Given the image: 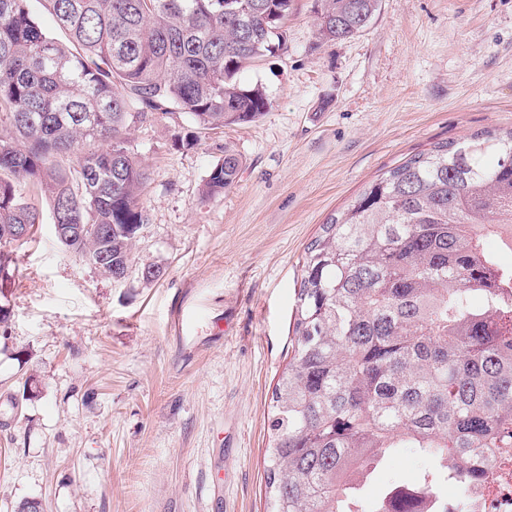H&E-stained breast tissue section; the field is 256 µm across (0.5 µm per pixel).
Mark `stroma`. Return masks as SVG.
I'll return each instance as SVG.
<instances>
[{
  "instance_id": "obj_1",
  "label": "stroma",
  "mask_w": 512,
  "mask_h": 512,
  "mask_svg": "<svg viewBox=\"0 0 512 512\" xmlns=\"http://www.w3.org/2000/svg\"><path fill=\"white\" fill-rule=\"evenodd\" d=\"M320 7L295 0L287 51L239 73L264 88L262 118L190 149L173 144L186 115L132 129L150 180L122 282L65 249L47 194L22 189L43 221L4 248L0 512H269L268 404L305 247L406 157L512 129V0H380L345 41L319 39ZM228 150L237 182L201 200ZM426 466L397 449L362 496Z\"/></svg>"
}]
</instances>
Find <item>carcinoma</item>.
Here are the masks:
<instances>
[{"mask_svg":"<svg viewBox=\"0 0 512 512\" xmlns=\"http://www.w3.org/2000/svg\"><path fill=\"white\" fill-rule=\"evenodd\" d=\"M66 41L0 0V237L40 223L21 187L48 193L54 224L105 228L62 245L126 277L146 214L130 128L180 112L188 148L270 101L236 75L288 48L294 0H43ZM379 0H322L317 34L363 32ZM229 151L201 201L237 180ZM512 129L434 145L379 174L305 248L293 353L267 416L271 512H448L512 450ZM396 448L429 461L413 494L394 484L366 510L360 488Z\"/></svg>","mask_w":512,"mask_h":512,"instance_id":"carcinoma-1","label":"carcinoma"}]
</instances>
